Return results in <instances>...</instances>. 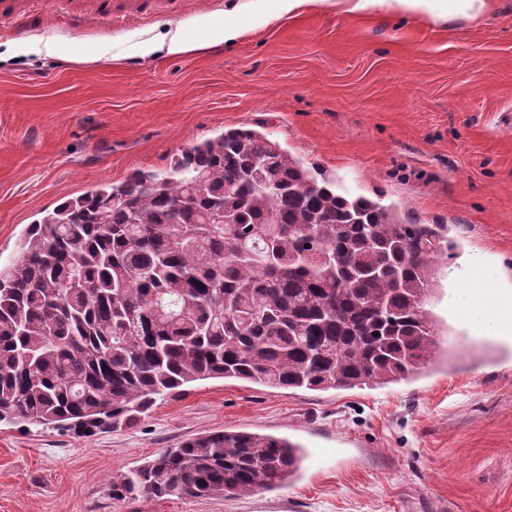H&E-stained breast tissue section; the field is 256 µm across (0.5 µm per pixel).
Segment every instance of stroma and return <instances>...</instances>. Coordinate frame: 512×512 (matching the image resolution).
<instances>
[{
    "label": "stroma",
    "instance_id": "1",
    "mask_svg": "<svg viewBox=\"0 0 512 512\" xmlns=\"http://www.w3.org/2000/svg\"><path fill=\"white\" fill-rule=\"evenodd\" d=\"M243 0H187L137 28L72 25L63 56L0 60V264L41 212L173 158L224 129L261 131L354 195L445 224L424 307L439 358L349 390L233 379L187 386L131 425L91 437L0 425V512H512V0L480 18L345 14L328 0L256 27ZM227 12L230 45L157 62L98 59L131 31ZM239 429L304 448L287 486L245 496L113 500V480L160 451Z\"/></svg>",
    "mask_w": 512,
    "mask_h": 512
}]
</instances>
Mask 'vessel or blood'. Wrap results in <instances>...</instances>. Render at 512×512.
Instances as JSON below:
<instances>
[{"instance_id": "b4317fda", "label": "vessel or blood", "mask_w": 512, "mask_h": 512, "mask_svg": "<svg viewBox=\"0 0 512 512\" xmlns=\"http://www.w3.org/2000/svg\"><path fill=\"white\" fill-rule=\"evenodd\" d=\"M181 4L182 0H0V27L14 29L48 10L75 24L135 25L148 12L174 13Z\"/></svg>"}]
</instances>
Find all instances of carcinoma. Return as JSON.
<instances>
[{
  "label": "carcinoma",
  "instance_id": "1",
  "mask_svg": "<svg viewBox=\"0 0 512 512\" xmlns=\"http://www.w3.org/2000/svg\"><path fill=\"white\" fill-rule=\"evenodd\" d=\"M448 232L226 129L169 174L134 171L27 226L0 266V423L90 436L198 381L325 391L412 375L438 357L423 298ZM302 457L283 438L211 432L112 483V498L282 488Z\"/></svg>",
  "mask_w": 512,
  "mask_h": 512
}]
</instances>
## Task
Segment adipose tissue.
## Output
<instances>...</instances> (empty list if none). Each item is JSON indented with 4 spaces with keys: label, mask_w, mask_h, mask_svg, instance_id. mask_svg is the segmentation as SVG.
I'll return each mask as SVG.
<instances>
[{
    "label": "adipose tissue",
    "mask_w": 512,
    "mask_h": 512,
    "mask_svg": "<svg viewBox=\"0 0 512 512\" xmlns=\"http://www.w3.org/2000/svg\"><path fill=\"white\" fill-rule=\"evenodd\" d=\"M336 4L349 14L420 15L434 21L457 16L476 18L485 7L484 0H336ZM194 24L205 34L201 41H188L182 25L170 24L164 32L155 35L132 36L125 54L142 61H151L163 55L196 52L211 46L231 43L241 35L238 28L220 21L214 13L196 17Z\"/></svg>",
    "instance_id": "obj_1"
}]
</instances>
